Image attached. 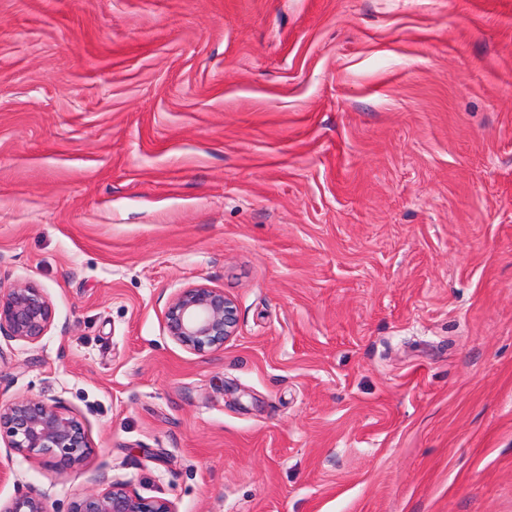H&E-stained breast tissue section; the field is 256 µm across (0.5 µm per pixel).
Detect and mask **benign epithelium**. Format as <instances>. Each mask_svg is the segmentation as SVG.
Here are the masks:
<instances>
[{"label": "benign epithelium", "instance_id": "7a95c632", "mask_svg": "<svg viewBox=\"0 0 512 512\" xmlns=\"http://www.w3.org/2000/svg\"><path fill=\"white\" fill-rule=\"evenodd\" d=\"M234 302L224 290L207 284L181 289L165 314L167 336L193 351L224 346L236 325ZM55 311L43 289L31 283L0 279V335L28 343L40 341L54 323ZM0 433L9 450L24 457H41L75 465L91 452L84 424L56 404L36 397L0 403ZM3 512H49L43 497L20 493ZM69 512H175L170 501L145 498L127 481L114 480L108 488L72 503Z\"/></svg>", "mask_w": 512, "mask_h": 512}]
</instances>
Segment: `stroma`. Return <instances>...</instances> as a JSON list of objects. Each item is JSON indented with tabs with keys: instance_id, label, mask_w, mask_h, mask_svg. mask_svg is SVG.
Wrapping results in <instances>:
<instances>
[{
	"instance_id": "obj_1",
	"label": "stroma",
	"mask_w": 512,
	"mask_h": 512,
	"mask_svg": "<svg viewBox=\"0 0 512 512\" xmlns=\"http://www.w3.org/2000/svg\"><path fill=\"white\" fill-rule=\"evenodd\" d=\"M0 278L55 309L0 401L93 444L1 507L512 512V0H0ZM234 302L207 284L182 288L165 314L167 336L193 351L224 346L236 325ZM69 512H175L170 501L145 498L128 481L113 480L102 491L72 503ZM1 512H50L43 497L37 493L27 491L19 493L11 505Z\"/></svg>"
}]
</instances>
